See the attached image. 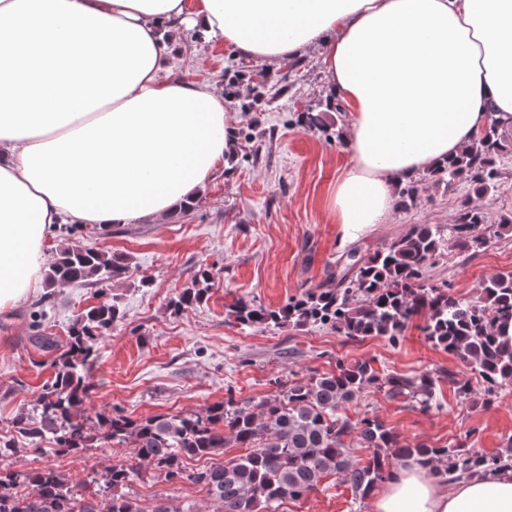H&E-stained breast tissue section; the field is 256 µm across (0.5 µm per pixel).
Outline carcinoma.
Wrapping results in <instances>:
<instances>
[{"mask_svg":"<svg viewBox=\"0 0 512 512\" xmlns=\"http://www.w3.org/2000/svg\"><path fill=\"white\" fill-rule=\"evenodd\" d=\"M503 148L498 129L491 124L457 158L428 176L437 183L464 181L484 196L496 188V157ZM504 229L512 232L511 218L494 230L484 212L464 205L446 231L434 224H413L368 257L348 251L341 269L329 271L323 281L278 309L238 299L227 306L226 315L250 328L275 329L287 322L295 327L318 325L351 339L380 336L392 344L399 343L409 323L422 315L426 340L457 356L479 376L482 403L491 405L499 390L512 385V272L488 279L476 300L455 296L446 282H429L428 272L448 254V240L461 253L474 252ZM131 271L124 255L67 246L47 264L44 280L49 287L63 282L104 284ZM211 286V271L203 267L195 287L178 294L172 308L194 306ZM119 317L117 301H100L77 315L65 344L49 336L34 337L36 344L57 355L37 403L15 415L13 430L32 444L50 434L62 452L110 442L128 444L134 448L133 457L78 487L50 467L0 470V512H144L124 492L144 463L173 479L185 476L203 485L213 512H279L285 501L316 492L330 474L341 478L353 499L362 502L395 465L410 459L450 481L480 470L512 468V439L494 454L462 445L412 446L374 417L343 414L344 406L374 390L389 400L430 411L439 406L436 386L443 379L458 395L468 396L469 381L445 369L382 375L366 361L338 359L336 370L306 380L275 378L273 392L261 399H238L230 391L223 402L202 413L139 421L120 413L92 415L87 401L94 343ZM353 443L370 450L366 464L350 463L348 448ZM226 448H243L245 453L213 461ZM200 459L212 463L187 473L186 461Z\"/></svg>","mask_w":512,"mask_h":512,"instance_id":"cac0c4a2","label":"carcinoma"}]
</instances>
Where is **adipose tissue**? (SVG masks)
Masks as SVG:
<instances>
[{
  "instance_id": "1",
  "label": "adipose tissue",
  "mask_w": 512,
  "mask_h": 512,
  "mask_svg": "<svg viewBox=\"0 0 512 512\" xmlns=\"http://www.w3.org/2000/svg\"><path fill=\"white\" fill-rule=\"evenodd\" d=\"M187 27L259 62L319 54L350 114L348 241L486 126L512 131V0H0V310L35 290L54 225L165 220L223 162V96L170 76L160 33ZM372 512H512V468L447 485L410 461Z\"/></svg>"
}]
</instances>
